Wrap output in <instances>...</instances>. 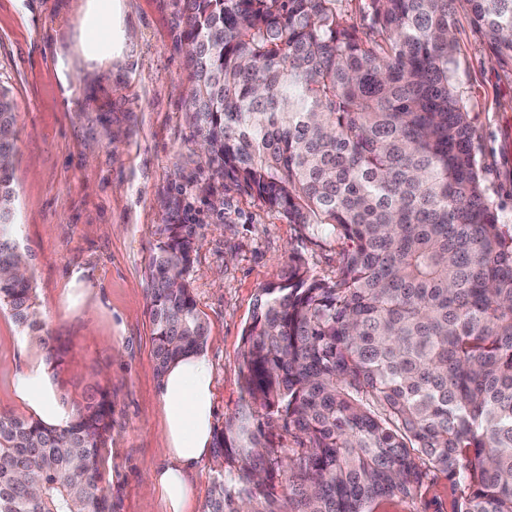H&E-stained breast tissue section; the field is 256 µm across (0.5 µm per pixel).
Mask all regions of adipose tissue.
<instances>
[{"instance_id":"1","label":"adipose tissue","mask_w":512,"mask_h":512,"mask_svg":"<svg viewBox=\"0 0 512 512\" xmlns=\"http://www.w3.org/2000/svg\"><path fill=\"white\" fill-rule=\"evenodd\" d=\"M80 27L86 62L99 68L122 59L131 40L122 0H85ZM15 396L45 424L62 427L70 420L71 413L58 400L48 367L39 356H32L18 377ZM158 398L168 461L151 466L147 477L160 494L164 512H188L190 475L212 453L214 382L205 355L191 354L171 365L159 384Z\"/></svg>"}]
</instances>
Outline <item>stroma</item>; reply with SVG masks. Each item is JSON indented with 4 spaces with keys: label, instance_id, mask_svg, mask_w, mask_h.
Returning <instances> with one entry per match:
<instances>
[{
    "label": "stroma",
    "instance_id": "obj_1",
    "mask_svg": "<svg viewBox=\"0 0 512 512\" xmlns=\"http://www.w3.org/2000/svg\"><path fill=\"white\" fill-rule=\"evenodd\" d=\"M81 0H0V87L16 106L12 184L17 232L28 256L44 330L64 348L53 378L67 408L96 390L112 395V438L103 451L102 486L112 512H163L145 481L165 459L162 408L149 315L148 272L169 223L197 227L202 244L187 275L210 329L205 353L214 371L216 427L243 405V329L261 288L288 274L301 256L313 276H335L342 244L310 226L289 223L232 182L206 193L210 174L187 121L189 84L180 0H123L131 51L90 72L75 55ZM453 80L475 134L476 159L500 223L512 225V67L497 63L464 13ZM73 57L69 87L56 52ZM81 272L94 314L66 310L63 287ZM0 311V411L24 415L14 382L36 350ZM457 490L429 477L411 503L383 499L374 512H453Z\"/></svg>",
    "mask_w": 512,
    "mask_h": 512
}]
</instances>
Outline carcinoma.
I'll return each instance as SVG.
<instances>
[{
  "instance_id": "cac0c4a2",
  "label": "carcinoma",
  "mask_w": 512,
  "mask_h": 512,
  "mask_svg": "<svg viewBox=\"0 0 512 512\" xmlns=\"http://www.w3.org/2000/svg\"><path fill=\"white\" fill-rule=\"evenodd\" d=\"M336 2L183 0L187 117L207 170L344 244L336 276L294 255L261 289L243 331L246 410L214 432L224 467L205 512H373L414 500L431 468L459 491L454 512H512V232L452 75L460 8L512 63V0H370L369 37ZM15 126L0 88V310L45 344L30 270L16 272ZM159 234L162 377L209 332L187 280L196 225ZM279 426L296 447H274ZM111 429L106 391L64 427L0 412V512H112Z\"/></svg>"
}]
</instances>
